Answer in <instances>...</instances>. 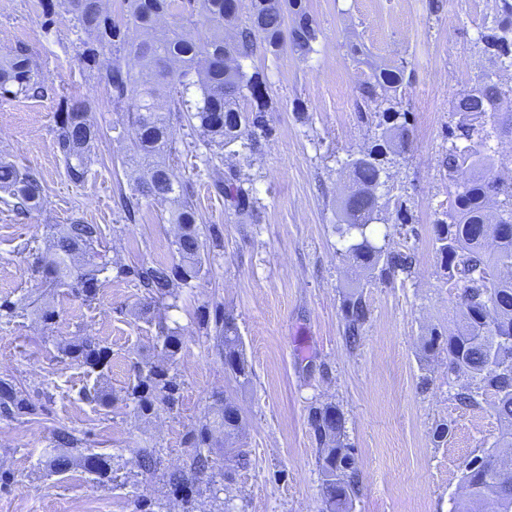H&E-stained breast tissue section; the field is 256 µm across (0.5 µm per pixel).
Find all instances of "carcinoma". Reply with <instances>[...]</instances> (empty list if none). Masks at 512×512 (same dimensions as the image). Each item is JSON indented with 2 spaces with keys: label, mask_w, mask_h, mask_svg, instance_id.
<instances>
[{
  "label": "carcinoma",
  "mask_w": 512,
  "mask_h": 512,
  "mask_svg": "<svg viewBox=\"0 0 512 512\" xmlns=\"http://www.w3.org/2000/svg\"><path fill=\"white\" fill-rule=\"evenodd\" d=\"M128 24L142 32L144 39L134 44L114 23L102 0H41L45 23L53 22L56 4L64 6L75 25L93 36L84 62L97 70L99 79L112 93L113 101L126 106L127 121L134 136L128 146V164L140 176L134 191L144 197L173 205L170 222L179 231L172 241L173 259L121 266L117 276L137 281L150 300L143 309L149 319H157L156 349L160 359L137 366L134 379L124 388V399L140 416H149L157 406L172 411L180 403L181 384L173 373L182 349L181 336L167 326L165 318L154 316V308L177 307L179 290L192 287L202 271L204 232L187 184L175 179L161 157L171 151L172 124L198 125L219 149L238 146L249 157L261 151L262 140L271 134L267 113V80L263 72L247 71L243 62L257 52H276L284 39L302 57L314 51L319 30L307 11L305 0H250L246 16L238 15L239 0H125ZM162 15L172 18L161 25ZM290 30H285L286 18ZM201 24L205 37H193L187 26ZM480 52L487 66L470 87L459 90L452 101L457 116L448 127V150L443 165L454 191L448 209L433 224V247L440 268L461 288L459 306L463 325L447 336L431 330L424 343V355L446 354L448 373L455 376L456 399L478 407L492 399L498 420L506 427L501 443L512 448V278L501 276V269L512 268V233L497 234L499 224L512 225V178L498 172L499 163L489 142L512 135V83L493 71L498 61H512V0H494V16L483 24L478 37ZM126 49L139 64L136 74L123 69L110 57L112 48ZM197 75L194 84L200 99L187 98L190 85L184 82ZM402 69L373 72L360 86L361 99L368 109L358 108L360 116L375 113L386 126L374 144L366 148L370 161L348 169L350 186L341 202L343 223L336 232L349 242L348 258L373 278L391 282L412 274L413 256L385 242L374 243L368 235L378 220V204L364 196V189L377 177L378 168L392 163V155L406 152L409 130L406 113L397 101L403 87ZM45 84L27 48L19 45L0 57V98L34 97ZM54 141L65 163L68 180L82 184L89 173V156L98 138V127L82 102H66L55 120ZM469 176L460 181L457 175ZM216 191L224 195L228 207L250 211L255 206L252 189L244 186L239 174L231 171L214 180ZM0 190L15 199L22 213L41 207L44 187L33 171L0 160ZM494 203V215L488 203ZM104 229L76 218L51 228L50 246L37 257L36 272L48 288L64 287L84 302L96 299L103 285L101 275L109 262L98 250ZM35 308L43 321L56 318L48 306H33L27 298L0 303V319L11 321L19 311ZM341 310L346 341L356 342L369 319L370 309L361 286L347 291ZM215 339L221 346L224 370L241 386L253 375L243 352L241 337L232 318H214ZM68 358L103 371L112 363V353L94 336H83L63 347ZM38 408L22 387L0 379V414L21 418L37 414ZM308 423L318 445L321 474L322 512H351L360 493V477L353 448L346 442L343 411L332 403L313 406ZM242 426L237 405L224 404L205 414L187 432L189 448L182 467L167 473L168 494L182 504V512H195L201 496L197 480L206 475L212 485L213 512H228L218 493L232 472L224 457L214 451V433L223 435L224 447L234 448ZM55 447L61 449L53 468L64 473L79 465L102 482H115L113 457L82 446L76 431L57 429ZM137 467L153 474L162 465V449L145 446L135 450ZM464 495L454 512H482L483 503L492 500L499 512H512V464L492 452L472 456L462 476Z\"/></svg>",
  "instance_id": "1"
}]
</instances>
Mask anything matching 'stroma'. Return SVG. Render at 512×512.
Wrapping results in <instances>:
<instances>
[{
	"label": "stroma",
	"mask_w": 512,
	"mask_h": 512,
	"mask_svg": "<svg viewBox=\"0 0 512 512\" xmlns=\"http://www.w3.org/2000/svg\"><path fill=\"white\" fill-rule=\"evenodd\" d=\"M307 9L321 30L309 57L285 44L245 64L264 71L272 103L260 153H227L216 166L202 129H172L173 173L189 184L211 237L200 279L165 313L183 340L179 408L141 419L121 392L135 365L157 356L158 330L140 316L143 289L111 275L87 304L65 289L43 288L33 265L49 226L74 217L102 225L101 248L113 265L172 260L178 227L169 221L171 205L145 198L139 221L124 220L117 201L133 190L130 131L107 87L81 61L86 35L64 12L46 24L40 0H0V56L25 45L45 80L41 96L0 99V158L37 172L44 185L41 208L26 215L0 191V301L30 297L57 313L50 323L30 310L0 321V379L20 382L38 407L32 417L0 416V472L11 474L0 483V512H134L140 494L163 501L165 512H181L161 476L139 475L135 451L160 447L167 469L182 467L187 432L225 397L241 411L239 444L251 460L224 489L232 512H321L317 443L307 422L313 405L333 403L345 414L361 480L353 512H453L466 460L494 449L504 427L491 406H460L447 360L422 356L431 329L451 333L459 324L458 290L439 267L432 225L448 207L442 159L454 122L450 104L483 68L476 42L494 2L307 0ZM376 67L404 70L407 80L401 106L410 147L391 165L388 184L411 223H396L380 194L373 238H390L415 261L411 277L365 282L370 315L350 346L341 302L357 273L336 232L349 183L340 162L381 132L378 117L361 120L356 109L359 87ZM67 99L83 101L100 130L81 185L67 179L54 145L55 115ZM232 169L252 187L255 212L235 213L217 194L216 172ZM217 309L242 338L255 373L249 386L225 374L217 343L199 322L201 312ZM86 335L112 353L103 378L59 349ZM97 383L110 394L107 404L81 400V390ZM443 423L448 433L436 437ZM62 426L92 451L113 455L126 484L100 483L79 466L52 472Z\"/></svg>",
	"instance_id": "stroma-1"
}]
</instances>
